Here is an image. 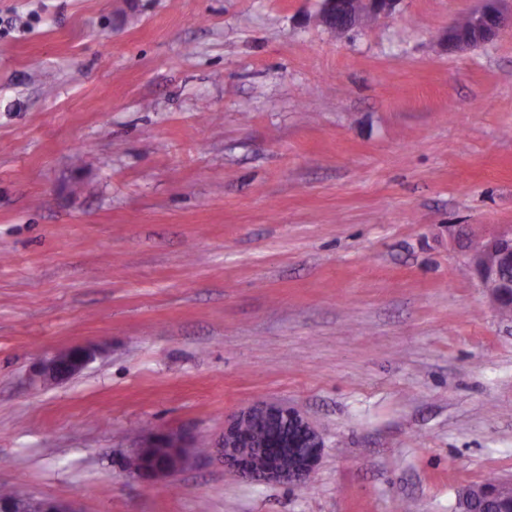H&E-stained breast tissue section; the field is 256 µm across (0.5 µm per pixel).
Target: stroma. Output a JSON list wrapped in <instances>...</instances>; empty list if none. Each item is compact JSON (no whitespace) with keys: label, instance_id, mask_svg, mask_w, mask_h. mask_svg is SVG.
Listing matches in <instances>:
<instances>
[{"label":"stroma","instance_id":"1","mask_svg":"<svg viewBox=\"0 0 512 512\" xmlns=\"http://www.w3.org/2000/svg\"><path fill=\"white\" fill-rule=\"evenodd\" d=\"M397 0H0V488L78 512H455L512 481V321L456 233L512 231V29ZM98 347L50 385L32 370ZM302 485L217 448L258 402ZM193 455L161 480L144 436ZM397 0H322L320 21L330 30L342 34L362 19L388 15ZM482 1L485 2L483 9L470 16L471 27L462 28L469 24L466 19L459 23L461 27L454 25L448 29V44L459 49H472L488 42L504 28H512V13L501 12L496 7L499 0ZM256 416L272 421L288 420L299 436L308 439V447L304 453L296 452L298 437H274L262 448H270L261 454L262 463L259 467L249 457L243 456L240 449L241 434L246 424ZM323 447L318 432L298 410L276 403H258L239 411L224 423V433L219 448L224 451V463L232 467L239 475L257 478L259 481H287L297 485L303 484L313 472ZM288 455L291 459L288 466H283L280 457ZM147 450L157 451L163 460L154 463L134 474L141 478H159L170 475L183 467L190 458L191 448L180 438L171 436L154 437L145 440L143 446L137 448L134 456H140ZM153 452H146L137 459H132L129 467L138 470L149 464L153 458Z\"/></svg>","mask_w":512,"mask_h":512}]
</instances>
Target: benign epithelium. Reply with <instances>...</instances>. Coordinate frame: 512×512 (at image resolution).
Listing matches in <instances>:
<instances>
[{"label":"benign epithelium","mask_w":512,"mask_h":512,"mask_svg":"<svg viewBox=\"0 0 512 512\" xmlns=\"http://www.w3.org/2000/svg\"><path fill=\"white\" fill-rule=\"evenodd\" d=\"M482 10L470 16V27L463 29L454 25L448 29V43L459 49L478 47L506 27L512 28V13L501 12L496 7L498 0H483ZM396 0H322L320 21L330 30L342 34L362 19L388 15ZM512 263V234L489 239L473 248L469 253L470 267L493 300L502 295H512V280L500 277L498 269ZM97 351L90 347H75L59 351L44 361L38 369L40 378L46 382L61 380L82 371L95 357ZM256 416L272 421L288 420L298 436L275 437L267 444L268 450L261 455V465L240 453L241 434L246 424ZM224 451V463L239 475L257 478L265 482L287 481L303 484L313 472L321 455L322 442L318 432L298 410L276 403H258L239 411L224 423V433L219 443ZM153 450L163 456L137 473L141 478H159L170 475L183 467L190 458L191 448L180 438L171 436L145 440L136 450L141 455ZM0 512H77L73 505L42 498L0 497Z\"/></svg>","instance_id":"benign-epithelium-1"}]
</instances>
